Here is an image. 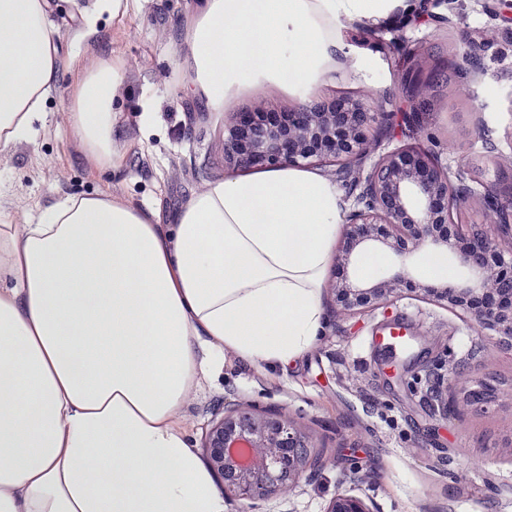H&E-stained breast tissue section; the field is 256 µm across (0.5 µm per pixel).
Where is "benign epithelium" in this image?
<instances>
[{"label":"benign epithelium","mask_w":512,"mask_h":512,"mask_svg":"<svg viewBox=\"0 0 512 512\" xmlns=\"http://www.w3.org/2000/svg\"><path fill=\"white\" fill-rule=\"evenodd\" d=\"M416 54L397 75L427 69ZM392 100L373 87L354 94L274 112L260 104L238 112L224 132L225 165L238 170L278 166H335L357 175L358 199L346 215L330 285L335 312L361 315L412 293L419 300L466 313L472 326L512 349V206L494 232L466 233L452 218L448 171L425 149L407 142L380 149L378 132L391 117ZM380 252L391 264L374 277L357 274L360 257ZM445 255L462 275L448 282L420 277L408 262ZM435 402L452 412L491 406L512 408V383L486 375L460 376L440 363L433 374ZM310 435L292 417L257 408L224 410L205 434L203 451L229 500L290 491L311 465ZM325 512H373L367 500L341 491Z\"/></svg>","instance_id":"1"}]
</instances>
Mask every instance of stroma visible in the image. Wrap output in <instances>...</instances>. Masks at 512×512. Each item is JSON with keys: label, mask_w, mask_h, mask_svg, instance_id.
<instances>
[{"label": "stroma", "mask_w": 512, "mask_h": 512, "mask_svg": "<svg viewBox=\"0 0 512 512\" xmlns=\"http://www.w3.org/2000/svg\"><path fill=\"white\" fill-rule=\"evenodd\" d=\"M50 22L59 30L60 75L30 138L0 147V213L15 224L36 223L43 209L65 195L106 194L157 210L161 223L195 192L228 176L224 130L232 113L258 101L283 108L364 85L393 97L403 111L413 99L385 57L369 52L373 73L332 75L291 90L252 88L213 113L185 90L177 64L185 29L201 0H130L120 14L94 13V0H51ZM490 0H456V23L425 19L410 27L432 59L426 76L437 102L420 112L421 137L441 162L480 164L482 136L512 149V23L492 19ZM94 24H86L88 14ZM481 42L482 75L447 84L448 50L464 39ZM119 59L122 86L113 103L116 171L95 167L71 126V105L87 69ZM477 95L485 108L469 104ZM326 324L314 347L287 372L249 366L228 353L224 367L193 389L181 427L201 448L224 405L257 406L292 415L311 436L322 465L307 469L298 485L261 500L229 503L227 512H325L340 490L369 498L375 512H512V458L502 437L512 413L476 409L442 414L419 386L427 370L457 361L473 346L484 356L472 371L512 379V349L498 348L466 315L406 296L371 315L336 316L323 293ZM406 318L411 352L386 354L372 346L381 325Z\"/></svg>", "instance_id": "1"}]
</instances>
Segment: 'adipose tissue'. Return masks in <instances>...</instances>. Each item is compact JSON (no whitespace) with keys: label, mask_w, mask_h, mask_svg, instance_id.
I'll use <instances>...</instances> for the list:
<instances>
[{"label":"adipose tissue","mask_w":512,"mask_h":512,"mask_svg":"<svg viewBox=\"0 0 512 512\" xmlns=\"http://www.w3.org/2000/svg\"><path fill=\"white\" fill-rule=\"evenodd\" d=\"M397 0H204L181 63L215 112L250 84L355 72L340 17ZM49 0H0V144L26 139L59 73ZM120 62L71 112L85 155L116 170ZM341 219L333 181L283 167L210 183L173 223L108 195L67 196L0 224V512H227L178 426L224 353L287 370L325 324Z\"/></svg>","instance_id":"obj_1"}]
</instances>
